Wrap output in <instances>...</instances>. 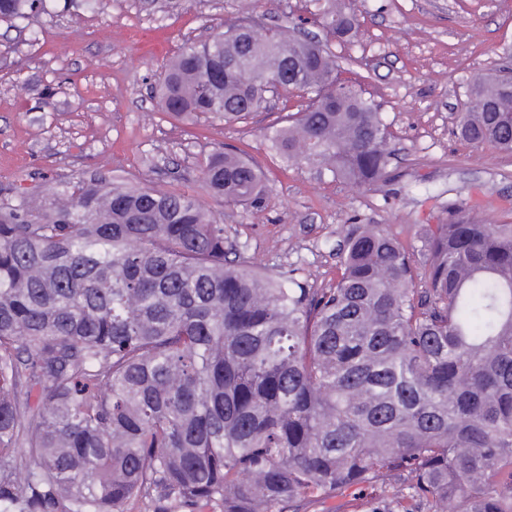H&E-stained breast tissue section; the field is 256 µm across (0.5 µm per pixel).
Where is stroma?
I'll list each match as a JSON object with an SVG mask.
<instances>
[{"instance_id": "35a3bbf8", "label": "stroma", "mask_w": 512, "mask_h": 512, "mask_svg": "<svg viewBox=\"0 0 512 512\" xmlns=\"http://www.w3.org/2000/svg\"><path fill=\"white\" fill-rule=\"evenodd\" d=\"M19 27L0 22V190L47 195L93 174L197 195L248 265L311 288L334 282L338 246L353 224L385 225L419 249L423 225L449 203L512 224V154L454 136L468 84L507 66L512 0H353L357 37L328 47L380 103L391 132L390 177L371 187L336 181L290 160L264 137L296 101L243 123L161 112L153 93L169 59L244 14L300 27V0H52ZM244 153L265 174L259 207L225 204L200 187L214 150Z\"/></svg>"}]
</instances>
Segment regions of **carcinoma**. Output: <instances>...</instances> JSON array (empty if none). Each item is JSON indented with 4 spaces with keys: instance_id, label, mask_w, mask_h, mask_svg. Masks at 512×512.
Segmentation results:
<instances>
[{
    "instance_id": "obj_1",
    "label": "carcinoma",
    "mask_w": 512,
    "mask_h": 512,
    "mask_svg": "<svg viewBox=\"0 0 512 512\" xmlns=\"http://www.w3.org/2000/svg\"><path fill=\"white\" fill-rule=\"evenodd\" d=\"M46 0H0L11 25ZM357 36L351 0L320 8ZM312 104L267 128L272 148L333 177L389 176L380 106L320 41L225 30L168 65L177 118L240 123L261 77ZM459 114L474 147L512 152V78L488 74ZM264 175L216 150L201 187L254 207ZM416 259L381 224H353L336 282L308 288L228 259L193 193L91 176L36 204L0 200V512H301L388 480L370 512H512V224L448 207ZM37 403L30 404L32 391Z\"/></svg>"
}]
</instances>
